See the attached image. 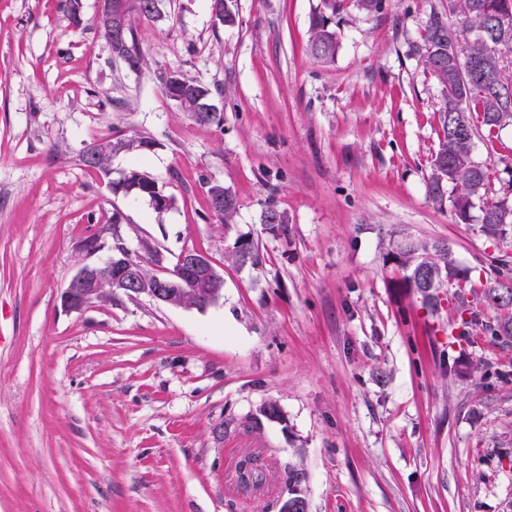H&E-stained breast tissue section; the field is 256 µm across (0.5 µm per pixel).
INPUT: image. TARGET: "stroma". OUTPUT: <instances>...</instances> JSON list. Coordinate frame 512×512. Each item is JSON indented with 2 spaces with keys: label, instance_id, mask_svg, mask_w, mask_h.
<instances>
[{
  "label": "stroma",
  "instance_id": "1",
  "mask_svg": "<svg viewBox=\"0 0 512 512\" xmlns=\"http://www.w3.org/2000/svg\"><path fill=\"white\" fill-rule=\"evenodd\" d=\"M319 4L233 0L224 26L210 0H164L134 21V72L96 0L77 24L58 0H0V512H280L293 488L308 512H512V346L483 329L503 315L484 293L512 234L487 238L426 191L442 90L418 49L448 2L347 5L327 64L306 51ZM169 70L214 89L222 126L164 93ZM477 131L489 199L512 200V127ZM107 135L154 147L103 175L82 154ZM133 169L169 209L110 190ZM210 181L238 199L230 223ZM271 202L285 228L263 224ZM116 234L169 261L206 252L221 298L63 312ZM242 239L260 265L229 260ZM437 243L469 276L431 305L397 256ZM460 297L477 323L452 347L436 330ZM269 402L282 420L260 415ZM247 458L260 479L246 486ZM210 211L224 224L229 223L237 213L238 202L235 194L220 183H209L206 191ZM219 199H221L220 205Z\"/></svg>",
  "mask_w": 512,
  "mask_h": 512
}]
</instances>
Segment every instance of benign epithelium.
Instances as JSON below:
<instances>
[{
	"label": "benign epithelium",
	"mask_w": 512,
	"mask_h": 512,
	"mask_svg": "<svg viewBox=\"0 0 512 512\" xmlns=\"http://www.w3.org/2000/svg\"><path fill=\"white\" fill-rule=\"evenodd\" d=\"M123 10L117 0H98L97 20L112 25V12ZM104 266L112 269V278L104 282L98 277L97 264L83 266L71 277L60 294L61 305L68 312H80L102 302H110L118 296L130 299L148 297L151 300L175 307H186L187 295L205 298L204 306L216 302L223 291L224 280L214 267L209 256L200 250H184L180 254V265L166 275L157 277L153 283L144 285L140 281V266L130 256L126 247L111 252Z\"/></svg>",
	"instance_id": "obj_1"
}]
</instances>
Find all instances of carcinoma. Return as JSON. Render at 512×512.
Returning <instances> with one entry per match:
<instances>
[{
  "label": "carcinoma",
  "mask_w": 512,
  "mask_h": 512,
  "mask_svg": "<svg viewBox=\"0 0 512 512\" xmlns=\"http://www.w3.org/2000/svg\"><path fill=\"white\" fill-rule=\"evenodd\" d=\"M347 0H320V5L310 17L311 37L307 52L314 58L330 63L339 50V38L333 26L334 19L344 9ZM163 0H128L120 13L112 14V27L125 29V39L111 41L109 27L98 24L100 34L112 42L113 57L134 70L142 66L135 29L134 17H162ZM496 14L512 17V0H448V12L431 10L423 31L421 46L422 64L434 75L442 87L440 119L443 141L433 161V169L427 183V194L436 205L447 199L448 186H453L452 205L456 220H471L474 197L487 190V167L472 157L476 128L471 114L482 117V124L491 130L512 126V71L503 64L501 49L512 47V38L497 41L491 33L490 22ZM455 22H448V17ZM178 105L199 124L220 123L223 114L213 111L209 103L212 92L206 86L173 75ZM152 141L114 139L105 136L90 143L83 152V164L95 171L107 174L112 156L125 150H147ZM122 186L126 191L138 193L157 188V183L147 173L133 169L125 176ZM207 198L210 211L221 222L229 223L237 213L235 194L220 183L208 185ZM481 232L489 238H503L512 232V207L505 201L486 202L481 209ZM403 264L409 268L406 285L420 293L424 301L431 303L444 283L465 279L469 269L456 263L449 247L434 245L420 248L408 246L401 252ZM487 298L499 309L512 308V278L494 279L487 291ZM476 323L464 299H458L454 318L448 322V334H468V328ZM491 335L503 341L512 340V314L500 318L490 328Z\"/></svg>",
  "instance_id": "cac0c4a2"
}]
</instances>
